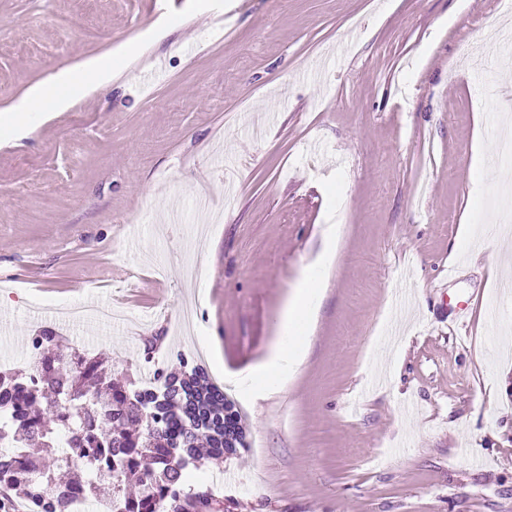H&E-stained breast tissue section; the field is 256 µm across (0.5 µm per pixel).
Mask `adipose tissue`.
<instances>
[{"instance_id": "ef3b65f1", "label": "adipose tissue", "mask_w": 512, "mask_h": 512, "mask_svg": "<svg viewBox=\"0 0 512 512\" xmlns=\"http://www.w3.org/2000/svg\"><path fill=\"white\" fill-rule=\"evenodd\" d=\"M89 69L93 78L87 82H78L73 73L64 72L53 82L31 87L23 98L12 105V112L20 115L43 112L49 108L58 112L68 107L76 97L88 95L111 82L112 69L105 59H95L90 63Z\"/></svg>"}]
</instances>
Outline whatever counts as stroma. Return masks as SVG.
<instances>
[{
  "mask_svg": "<svg viewBox=\"0 0 512 512\" xmlns=\"http://www.w3.org/2000/svg\"><path fill=\"white\" fill-rule=\"evenodd\" d=\"M152 2L0 0V109L91 58L114 73L19 139L0 122V369L30 372L51 330L118 377L148 378V347L222 370L248 446L202 472L238 512H512V233L489 222L512 220L489 156L512 13ZM309 279L300 357L264 371ZM193 297L199 335H171ZM92 302L128 318L55 312Z\"/></svg>",
  "mask_w": 512,
  "mask_h": 512,
  "instance_id": "stroma-1",
  "label": "stroma"
}]
</instances>
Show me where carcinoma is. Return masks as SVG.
<instances>
[{"mask_svg": "<svg viewBox=\"0 0 512 512\" xmlns=\"http://www.w3.org/2000/svg\"><path fill=\"white\" fill-rule=\"evenodd\" d=\"M35 343L39 383L0 372V442L30 461L15 466L0 449L1 489L19 494L30 512H68L73 494L98 512H235L236 502L217 501L203 481H193L202 466L199 441L213 456L247 447L238 410L203 368L127 382L112 376L104 357L63 346L51 330ZM33 441L55 451L63 466L90 458L96 471L85 481L59 482L28 452Z\"/></svg>", "mask_w": 512, "mask_h": 512, "instance_id": "1", "label": "carcinoma"}]
</instances>
